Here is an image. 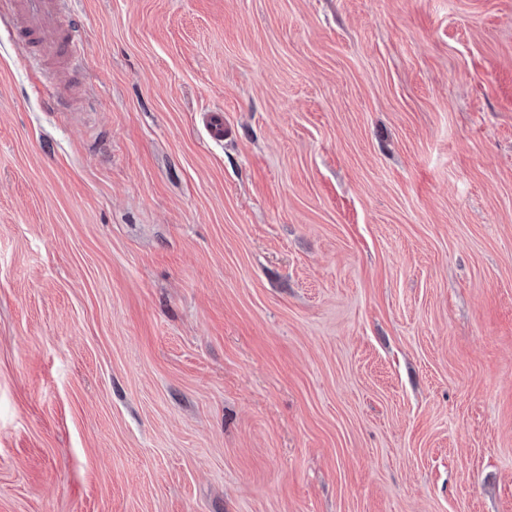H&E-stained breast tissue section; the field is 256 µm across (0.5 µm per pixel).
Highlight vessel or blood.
Wrapping results in <instances>:
<instances>
[{"instance_id":"b4317fda","label":"vessel or blood","mask_w":512,"mask_h":512,"mask_svg":"<svg viewBox=\"0 0 512 512\" xmlns=\"http://www.w3.org/2000/svg\"><path fill=\"white\" fill-rule=\"evenodd\" d=\"M72 0H11V25L34 66L50 74L46 86L53 102L65 107L81 103L75 79L83 63L84 39Z\"/></svg>"}]
</instances>
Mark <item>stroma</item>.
I'll return each mask as SVG.
<instances>
[{"label": "stroma", "mask_w": 512, "mask_h": 512, "mask_svg": "<svg viewBox=\"0 0 512 512\" xmlns=\"http://www.w3.org/2000/svg\"><path fill=\"white\" fill-rule=\"evenodd\" d=\"M76 9L77 109L0 21V512H512V0ZM203 128L206 131L208 139L213 142L224 140V111L215 109L203 113Z\"/></svg>", "instance_id": "35a3bbf8"}]
</instances>
